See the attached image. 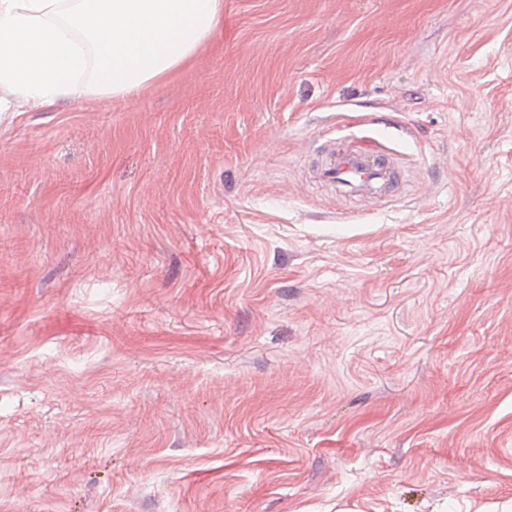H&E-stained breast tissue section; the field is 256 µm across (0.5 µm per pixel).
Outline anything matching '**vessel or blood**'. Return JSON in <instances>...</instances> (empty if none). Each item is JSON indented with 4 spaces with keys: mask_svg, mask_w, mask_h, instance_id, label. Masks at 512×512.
<instances>
[{
    "mask_svg": "<svg viewBox=\"0 0 512 512\" xmlns=\"http://www.w3.org/2000/svg\"><path fill=\"white\" fill-rule=\"evenodd\" d=\"M312 174L342 198H382L403 190L396 155L381 144L356 146L348 135L321 148Z\"/></svg>",
    "mask_w": 512,
    "mask_h": 512,
    "instance_id": "1",
    "label": "vessel or blood"
}]
</instances>
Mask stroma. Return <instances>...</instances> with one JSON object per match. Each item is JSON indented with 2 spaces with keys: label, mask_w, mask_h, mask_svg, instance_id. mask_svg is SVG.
<instances>
[{
  "label": "stroma",
  "mask_w": 512,
  "mask_h": 512,
  "mask_svg": "<svg viewBox=\"0 0 512 512\" xmlns=\"http://www.w3.org/2000/svg\"><path fill=\"white\" fill-rule=\"evenodd\" d=\"M380 115L405 193L337 200ZM0 512H512V0H224L0 114Z\"/></svg>",
  "instance_id": "1"
}]
</instances>
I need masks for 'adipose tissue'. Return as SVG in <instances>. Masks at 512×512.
I'll return each instance as SVG.
<instances>
[{"mask_svg": "<svg viewBox=\"0 0 512 512\" xmlns=\"http://www.w3.org/2000/svg\"><path fill=\"white\" fill-rule=\"evenodd\" d=\"M224 0H0V112L128 97L191 64Z\"/></svg>", "mask_w": 512, "mask_h": 512, "instance_id": "ef3b65f1", "label": "adipose tissue"}]
</instances>
